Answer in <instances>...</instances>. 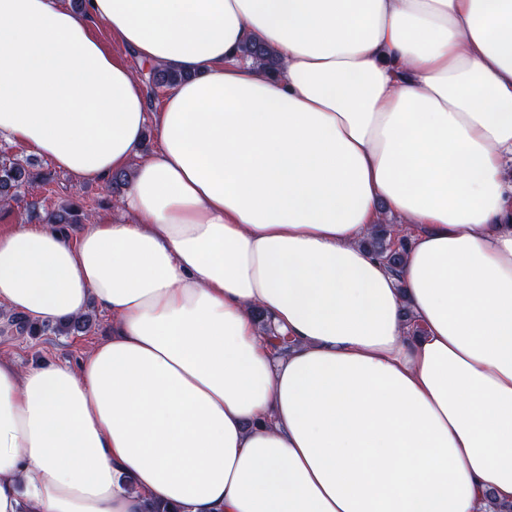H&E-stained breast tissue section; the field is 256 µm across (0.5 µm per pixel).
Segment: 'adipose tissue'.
Instances as JSON below:
<instances>
[{"label":"adipose tissue","mask_w":512,"mask_h":512,"mask_svg":"<svg viewBox=\"0 0 512 512\" xmlns=\"http://www.w3.org/2000/svg\"><path fill=\"white\" fill-rule=\"evenodd\" d=\"M100 26L185 80L152 105ZM0 137L129 177L0 234V306L112 317L78 366L0 355V512L512 503V0H0ZM241 53L263 70L276 71L278 69V59L274 52L260 43L245 44L241 48ZM367 244L373 254L392 270H397L402 264L407 243L404 238L395 239L390 224L375 225Z\"/></svg>","instance_id":"ef3b65f1"}]
</instances>
